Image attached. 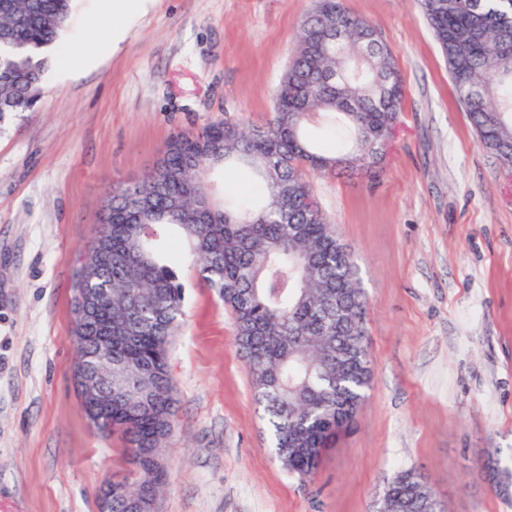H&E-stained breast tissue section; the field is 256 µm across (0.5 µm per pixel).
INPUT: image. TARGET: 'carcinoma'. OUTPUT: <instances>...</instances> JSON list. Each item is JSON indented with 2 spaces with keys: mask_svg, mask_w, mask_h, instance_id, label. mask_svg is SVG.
<instances>
[{
  "mask_svg": "<svg viewBox=\"0 0 512 512\" xmlns=\"http://www.w3.org/2000/svg\"><path fill=\"white\" fill-rule=\"evenodd\" d=\"M459 100L482 147L512 173V0H420ZM0 18V119L31 111L46 70L45 49L66 28L71 0H12ZM276 95L281 111L256 128L213 122L224 153L207 155L178 134L170 163L179 175L146 176L136 192L149 200L152 223H138L129 186L112 192V209L93 242L112 240V265L89 264L85 287L97 289L100 314L112 319V365L139 376V392L112 384V426L128 438L129 477L112 481V512H133L146 486L158 494L167 473L166 440L176 417L168 349L183 319L179 265L159 249L173 228L207 287L231 311L236 342L262 406L274 455L307 479L322 450L343 431L371 381L363 292L352 255L341 243L306 178L341 170L371 175L374 146L392 139L404 90L377 26L316 0L299 25L298 46ZM319 124L340 125L350 142L326 151L311 140ZM251 169L263 186L256 208L218 204L208 181L222 166ZM79 359L96 350L95 328L78 324ZM382 512H439L433 489L416 472L387 485Z\"/></svg>",
  "mask_w": 512,
  "mask_h": 512,
  "instance_id": "1",
  "label": "carcinoma"
}]
</instances>
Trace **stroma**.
Returning <instances> with one entry per match:
<instances>
[{
    "label": "stroma",
    "mask_w": 512,
    "mask_h": 512,
    "mask_svg": "<svg viewBox=\"0 0 512 512\" xmlns=\"http://www.w3.org/2000/svg\"><path fill=\"white\" fill-rule=\"evenodd\" d=\"M342 3L379 28L405 94L376 176L308 175L355 259L370 386L315 476L289 475L231 313L183 262L158 512H376L402 470L443 512H512V180L480 146L419 0ZM312 5L148 0L107 18L101 0H72L34 111L0 120V512H98L125 463L73 380L72 283L97 218L173 134L267 122Z\"/></svg>",
    "instance_id": "35a3bbf8"
}]
</instances>
